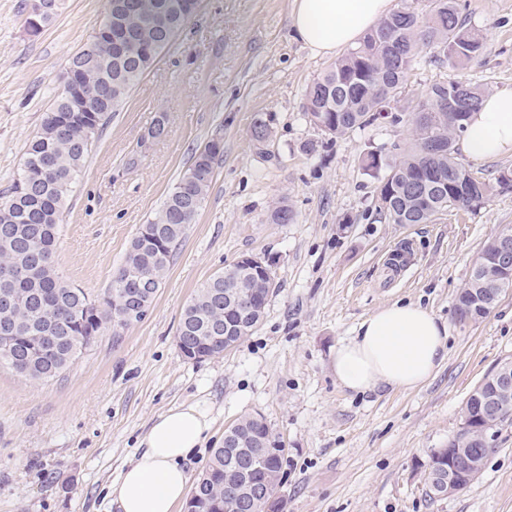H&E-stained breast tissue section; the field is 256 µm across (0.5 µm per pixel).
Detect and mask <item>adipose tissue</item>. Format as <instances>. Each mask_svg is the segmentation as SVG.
<instances>
[{"mask_svg": "<svg viewBox=\"0 0 512 512\" xmlns=\"http://www.w3.org/2000/svg\"><path fill=\"white\" fill-rule=\"evenodd\" d=\"M393 0H292L291 32L317 57L354 44L392 10ZM474 160L512 154V87L486 96L466 124L461 143ZM448 327L433 312L395 302L363 319L332 358L337 381L367 393L385 386L413 390L431 379L446 355ZM209 420L194 406L160 414L145 449L111 484L118 512H174L190 476L183 462L206 439Z\"/></svg>", "mask_w": 512, "mask_h": 512, "instance_id": "1", "label": "adipose tissue"}]
</instances>
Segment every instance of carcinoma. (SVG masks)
<instances>
[{
  "label": "carcinoma",
  "instance_id": "obj_1",
  "mask_svg": "<svg viewBox=\"0 0 512 512\" xmlns=\"http://www.w3.org/2000/svg\"><path fill=\"white\" fill-rule=\"evenodd\" d=\"M133 7L116 16L118 25L130 31L135 42L122 53L103 56L80 50L70 58L79 68V93L60 95L45 112L40 128L29 139L22 168L14 180L8 199L0 204V270L28 266L31 274L23 280L0 278V297L8 295L14 306L0 322V366L23 379L47 384L60 378L107 328L112 333L125 328L118 310L123 303V279L136 272L154 282L146 300L151 308L176 250L189 225L195 223L214 177V167L224 149L208 144L196 150L191 164L181 174L163 205L149 220L153 238L136 234L108 287L93 296L68 282L56 263L35 264L31 243L40 241L56 247L66 203L73 184L82 172L99 132L132 87L154 65L177 33L196 14L199 0H130ZM404 11L392 12L371 29L360 42L319 74L306 90L305 115L310 124L328 136L338 138L379 119L391 118L406 128L409 146L393 158L367 152L364 168L378 180V211L395 224H428L451 209L475 211L493 194L494 185L476 178L470 169L456 161V139L462 136L465 121L486 95L485 88L465 76L469 64L485 54L484 36L465 27L460 18L459 0H427L420 14L412 0H404ZM458 72L450 81L428 86L408 117L391 114L390 103L401 95L411 71L423 51ZM67 127L58 130L59 122ZM433 142L436 151L427 153L424 145ZM52 156V172H40L45 154ZM425 178L429 195L426 210L417 207L409 183ZM268 219L273 224L293 220L288 205L279 202ZM503 239H488L480 252L487 265ZM245 263L236 260L224 266L201 284L183 307L178 336L195 337L192 353L185 358L197 362L214 358L209 327L219 322H235L236 314L224 305V292L240 280ZM247 291L261 302L270 301L276 283L271 270L254 271L247 277ZM492 287L486 278L471 274L456 297L455 313L476 314L479 308L493 310L498 298L484 300L481 289ZM56 342L50 357L35 352L40 338ZM460 430L448 443L463 454L485 462L494 452L470 444L468 428L480 425V412L467 402L462 408ZM251 430L273 443L276 435L263 417L244 413L225 431ZM258 475L275 474L266 496L274 498L270 512H282L278 496L283 483V459L263 456L255 448ZM234 471L224 446L211 456L195 478L192 487L198 498L196 512H239L229 498Z\"/></svg>",
  "mask_w": 512,
  "mask_h": 512
}]
</instances>
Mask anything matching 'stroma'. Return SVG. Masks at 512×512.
Returning <instances> with one entry per match:
<instances>
[{"label": "stroma", "mask_w": 512, "mask_h": 512, "mask_svg": "<svg viewBox=\"0 0 512 512\" xmlns=\"http://www.w3.org/2000/svg\"><path fill=\"white\" fill-rule=\"evenodd\" d=\"M31 0H0V203L69 60L98 28L106 0H64L39 36ZM291 0H201L194 18L112 113L63 215L56 262L87 292L109 286L131 239L160 208L195 151L221 135L224 154L195 224L147 314L104 332L58 381L33 384L0 368V512H115L109 485L140 453L154 419L193 405L209 437L185 466L197 476L224 429L264 417L287 447L283 512H512V423L479 476L444 499L426 494L421 465L461 426L470 391L512 357V288L485 318L455 319L456 294L484 243L512 227V189L474 212L394 224L376 211L364 152L406 145L380 120L326 145L305 114V91L330 65L289 29ZM485 55L467 69L493 91L512 87V0H461ZM422 53L398 108L452 78ZM269 124L264 144L256 118ZM162 138H151L154 124ZM286 199L287 224L269 223ZM275 260L277 290L262 326L236 350L194 362L176 344L183 306L225 265ZM417 302L448 324V352L414 390L358 394L332 370L336 346L370 313Z\"/></svg>", "instance_id": "1"}]
</instances>
